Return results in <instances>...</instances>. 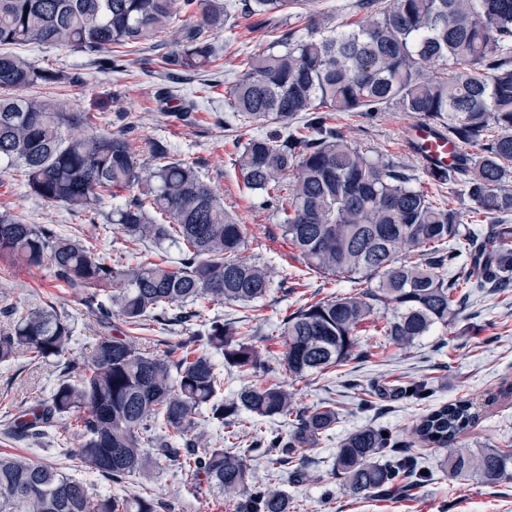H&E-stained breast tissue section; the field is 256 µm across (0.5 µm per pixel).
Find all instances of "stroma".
I'll use <instances>...</instances> for the list:
<instances>
[{"label":"stroma","instance_id":"1","mask_svg":"<svg viewBox=\"0 0 512 512\" xmlns=\"http://www.w3.org/2000/svg\"><path fill=\"white\" fill-rule=\"evenodd\" d=\"M265 37V29L255 26L252 18L232 16L215 34L223 51L211 88L196 75L169 82L157 51L137 53L125 73L103 71L93 57L60 47L28 46L20 53L38 67L73 75V82L37 89L38 94L55 100L62 109L94 113L101 129L107 132L113 129L114 114L126 113L135 125L131 138L140 161H148L147 146L153 140L170 144L177 157L197 160L203 179L223 197L225 208L244 227L245 258L268 265L277 277L286 278V288L273 290L257 309L212 305V314L223 318H249L256 332L254 344L267 365L266 371L256 374L231 375L224 383V394L229 397L245 386L281 381L289 384L298 407L333 404L336 424L313 447L305 449L308 478L271 480L264 460L254 458L247 462L249 487L287 493L295 512H512V480L487 486L474 479L451 478L440 467L444 449L418 442L413 433L420 417L429 410L454 400H469L477 407L479 419L463 435L462 444L512 448L511 292L471 289L454 321L407 348L386 341L373 327H366L358 336L352 358L343 365L301 379L289 374L281 357L282 338L277 333L282 316L311 298L346 293L352 284L307 269L280 236L274 209L259 207L245 191L232 163L235 141L278 131L274 123L260 128L230 127L224 122L228 91L243 74L240 55ZM180 103L192 106L191 123L172 117L173 107ZM413 120V115L405 112H382L373 119L342 115L337 123L359 148L388 154L418 170L421 160L404 146L407 126ZM4 204L28 223L49 224L62 233L87 238L94 252L110 262H158L178 256L173 249L163 251L128 242L118 226L106 220L113 204L109 197L99 203L97 212L74 213L64 205L31 195L21 174L9 172L0 176V206ZM45 303L68 316L74 327L71 358L88 352L102 329L85 307L82 290L55 280L49 267L30 269L0 258V308ZM61 375V366L54 363L33 366L21 358L8 366L0 364V419L46 399ZM418 382L428 384V399L382 394L383 389L401 390ZM367 425L386 428L400 449L413 453L425 469L432 471V479L421 485L403 486L383 497L353 495L332 464L347 434ZM0 454H20L54 464L69 474L75 471L74 460L55 454L47 443L14 439L1 432ZM152 489L165 503L166 512H235L232 503L222 500L208 486L185 491L180 474L169 469L161 471Z\"/></svg>","mask_w":512,"mask_h":512}]
</instances>
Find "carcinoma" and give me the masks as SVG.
<instances>
[{"instance_id":"cac0c4a2","label":"carcinoma","mask_w":512,"mask_h":512,"mask_svg":"<svg viewBox=\"0 0 512 512\" xmlns=\"http://www.w3.org/2000/svg\"><path fill=\"white\" fill-rule=\"evenodd\" d=\"M305 2L254 0L249 14ZM228 7L229 0H0V47L62 46L119 73L132 53L172 44L166 77L177 80L208 73L219 60L213 33L228 21ZM359 9L364 17L351 26L330 27L320 13L309 17L316 36L291 28L256 44L229 91L231 112L244 124L283 128L236 146L245 188L276 210L282 236L309 269L355 283L353 293L306 302L281 319L282 360L295 377L343 365L366 324L383 323L379 331L407 348L453 321L471 275L450 280L448 266L464 254L481 270L480 284L500 293L512 287V0H360ZM433 61L443 67L430 76ZM69 80L0 52V161L22 173L32 195L76 213L138 189L112 208L108 223L133 244L175 247L178 259L110 265L86 239L0 209V256L48 265L57 280L84 289L86 305L112 329L74 364L63 361L74 327L54 306L1 310L10 324L0 332V363L24 356L35 366L62 362L65 372L46 400L5 420V434L40 440L59 425L73 426L78 444L66 453L79 471L114 483L133 477L144 492L97 494L50 463L1 454L0 512H160L145 489L161 463L180 473L183 487L204 482L237 503L236 512H290L287 495L249 490L246 460L257 448L241 447L233 427L245 415L282 423L285 433L263 451L277 477L332 428L336 410L299 409L277 381L224 397V372L210 352L242 373L261 360L251 329L212 317L203 305L256 303L286 279L276 285L268 267L241 257L243 225L196 162L153 140L144 165L126 129L100 132L91 113L26 93ZM375 112H407L448 131L462 149L457 163L425 173L458 189L494 224L481 242L413 169L360 149L333 123L335 113ZM407 249L418 259L403 257ZM114 316L124 328L111 326ZM150 316L188 340L164 356L143 352L129 331ZM195 342L206 351L191 349ZM472 409L468 400L444 404L423 415L414 433L448 449L441 468L452 478L486 485L512 479V449L457 445L476 422ZM201 417L225 429L222 445L198 448ZM389 444L372 426L342 441L334 466L354 494L390 493L404 479L427 482L414 457L387 451Z\"/></svg>"}]
</instances>
